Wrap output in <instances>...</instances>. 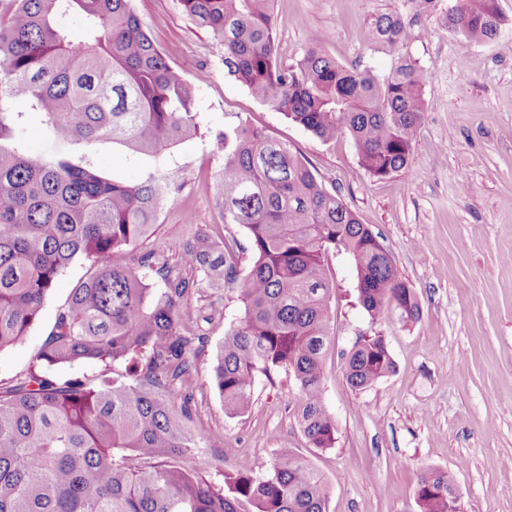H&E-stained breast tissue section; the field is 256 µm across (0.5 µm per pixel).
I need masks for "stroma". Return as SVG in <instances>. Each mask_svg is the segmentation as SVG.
I'll return each mask as SVG.
<instances>
[{"instance_id":"1","label":"stroma","mask_w":512,"mask_h":512,"mask_svg":"<svg viewBox=\"0 0 512 512\" xmlns=\"http://www.w3.org/2000/svg\"><path fill=\"white\" fill-rule=\"evenodd\" d=\"M400 0H275L284 55L325 46L337 60L388 71L391 57L371 52L363 30L377 12ZM152 41L197 93L200 126L218 131L251 124L288 142L311 163L328 190L340 194L381 237L413 288L420 318L372 322L358 301L353 264L329 258L336 283L335 337L324 354L323 399L336 420L334 447H311L296 422L292 377L256 374L252 404L240 416L224 412L212 365L224 328L241 312L235 293L193 292L184 302L188 323L204 347L190 378L189 425L200 446L187 460L215 487L224 472L250 459L265 474L275 456L291 450L326 477L328 512H421L415 489L422 472L454 477L459 512H512V0H497L505 17L494 42L478 44L451 33L438 15L414 31L413 55L428 71L426 112L408 167L384 180L358 163L346 136L315 138L253 98L225 76L223 46L198 27L178 0H132ZM20 146L34 155L57 145L39 114L25 109ZM85 156L114 177L141 182L172 176L182 189L161 210L144 249L177 256L197 228L215 239L247 231L224 221L210 192L224 156L209 138L177 146L158 158L112 144ZM192 223H184V211ZM76 257L60 275L39 321L24 339L0 352V384L23 377L50 331L56 312L87 275ZM381 333L394 369L372 386L352 388L342 353L361 336Z\"/></svg>"}]
</instances>
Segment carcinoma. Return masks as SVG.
<instances>
[{"label": "carcinoma", "instance_id": "1", "mask_svg": "<svg viewBox=\"0 0 512 512\" xmlns=\"http://www.w3.org/2000/svg\"><path fill=\"white\" fill-rule=\"evenodd\" d=\"M401 2L404 9L376 14L364 31L366 49L391 54L379 75L319 45L283 60L273 0H179L221 40L225 75L323 142L350 137L360 167L377 180L407 166L426 112L427 70L410 45L440 0ZM441 21L486 44L503 17L496 0H454ZM8 103L40 114L63 149L39 156L15 146L21 113ZM198 135L195 90L131 0H0V352L38 321L65 268L78 256L90 262L26 376L0 387V512H241L244 502L255 512H327L328 482L290 450L260 477L238 461L222 490L185 465L199 438L174 397L202 338L186 331L183 302L200 288L237 293L242 313L213 365L224 411L249 409L256 372L284 370L314 448L336 440L322 398L333 335L329 255L352 259L371 320L415 322L419 303L378 235L324 188L301 153L243 123L213 135L224 166L210 191L224 223L246 229L250 269L239 268L236 238L218 242L205 229L176 261L151 250L133 255L130 267L116 265L115 254L151 235L178 185L165 176L118 181L72 147L112 143L156 156ZM343 358L355 389L394 368L380 334L358 338ZM83 361L124 365L126 374L97 385L54 377ZM453 495V477L439 469L416 488L422 512H457Z\"/></svg>", "mask_w": 512, "mask_h": 512}]
</instances>
